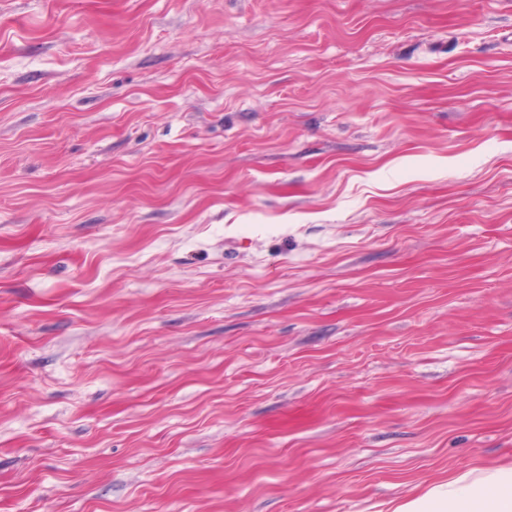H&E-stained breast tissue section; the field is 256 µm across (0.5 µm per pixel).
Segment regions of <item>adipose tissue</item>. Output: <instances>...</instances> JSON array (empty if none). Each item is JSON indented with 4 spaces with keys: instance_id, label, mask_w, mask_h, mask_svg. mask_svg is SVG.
Here are the masks:
<instances>
[{
    "instance_id": "ef3b65f1",
    "label": "adipose tissue",
    "mask_w": 512,
    "mask_h": 512,
    "mask_svg": "<svg viewBox=\"0 0 512 512\" xmlns=\"http://www.w3.org/2000/svg\"><path fill=\"white\" fill-rule=\"evenodd\" d=\"M385 512H512V465L454 473Z\"/></svg>"
}]
</instances>
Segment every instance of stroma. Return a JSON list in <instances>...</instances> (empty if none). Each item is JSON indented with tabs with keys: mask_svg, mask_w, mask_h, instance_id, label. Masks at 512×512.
<instances>
[{
	"mask_svg": "<svg viewBox=\"0 0 512 512\" xmlns=\"http://www.w3.org/2000/svg\"><path fill=\"white\" fill-rule=\"evenodd\" d=\"M510 464L512 0H0V512Z\"/></svg>",
	"mask_w": 512,
	"mask_h": 512,
	"instance_id": "1",
	"label": "stroma"
}]
</instances>
